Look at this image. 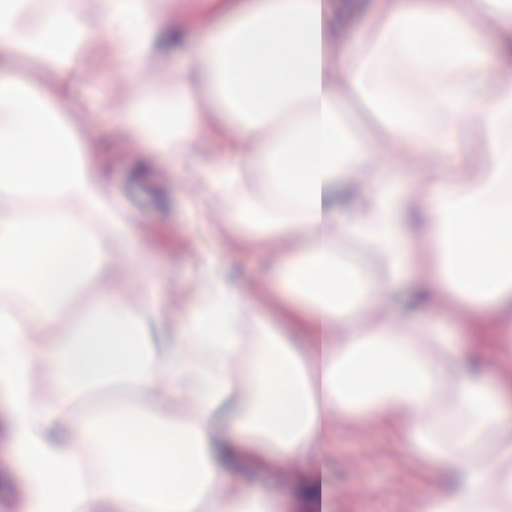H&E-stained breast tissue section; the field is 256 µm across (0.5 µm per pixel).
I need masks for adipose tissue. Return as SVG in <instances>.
<instances>
[{
	"label": "adipose tissue",
	"instance_id": "ef3b65f1",
	"mask_svg": "<svg viewBox=\"0 0 512 512\" xmlns=\"http://www.w3.org/2000/svg\"><path fill=\"white\" fill-rule=\"evenodd\" d=\"M185 2L208 35L167 95L138 88L161 37L182 30L165 0H53L42 10L0 0V285L26 298L20 313L0 305L19 512H326L321 473L284 501L242 485L238 465L273 475L287 460L322 459L340 416L378 422L435 468L417 512H512V90L498 79L512 70V0H370L358 30L330 0H209L204 13ZM101 37L112 52L98 71L133 90L121 125L177 171L202 174L211 197L232 200L224 221L247 229L246 249L275 233L292 240L271 259L279 316L256 308L241 280L210 273L178 320L151 329L149 275L139 307L105 292L67 344L32 335L53 326L87 277H112L108 249L75 214L133 235L119 196L100 190L96 152L71 119L83 104L66 91L72 57ZM36 59L55 70L53 98L25 76ZM354 94L388 135L429 147L422 177L433 195L402 186L403 156L350 177L373 144L339 112ZM474 104L481 156L471 188L455 196L448 143L474 133ZM207 110L224 115L217 154L198 139ZM418 234L436 264L409 301L433 317L399 321L392 288L417 267ZM348 242L380 262L381 277L344 252ZM460 336L482 337L483 349L463 354ZM123 378L138 404L73 419L84 390ZM186 401L191 420L163 415ZM218 407L221 433L211 425ZM87 440L104 480L84 477ZM218 483L223 496L208 498Z\"/></svg>",
	"mask_w": 512,
	"mask_h": 512
}]
</instances>
